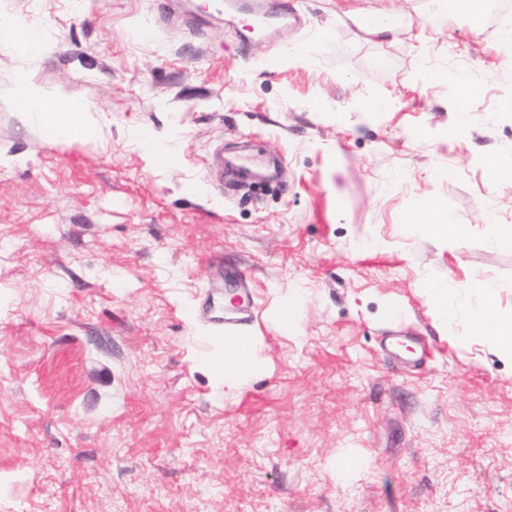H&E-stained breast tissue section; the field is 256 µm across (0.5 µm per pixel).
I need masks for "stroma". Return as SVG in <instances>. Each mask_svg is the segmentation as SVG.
<instances>
[{
	"mask_svg": "<svg viewBox=\"0 0 512 512\" xmlns=\"http://www.w3.org/2000/svg\"><path fill=\"white\" fill-rule=\"evenodd\" d=\"M74 2L0 0L52 47L30 59L0 35V153L28 158L0 168V512H512V362L469 336L465 288L494 281L512 312L495 243L512 225V18L494 0L479 26L440 0ZM367 8L397 33L357 30ZM259 10L261 39L240 42ZM277 43L309 54L270 59ZM472 72L460 126L453 78ZM21 74L103 112L111 147L22 125ZM144 131L173 138L170 160ZM236 155L274 190L245 193ZM429 202L467 225L460 243L406 223ZM230 279L254 295L239 332L258 368L228 398L213 367ZM436 280L455 290L445 325ZM396 328L428 344L420 370L381 346ZM431 310L436 318L447 323L448 318L454 314L450 298L448 296V284L441 281H431L427 286Z\"/></svg>",
	"mask_w": 512,
	"mask_h": 512,
	"instance_id": "35a3bbf8",
	"label": "stroma"
}]
</instances>
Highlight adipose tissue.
<instances>
[{
	"mask_svg": "<svg viewBox=\"0 0 512 512\" xmlns=\"http://www.w3.org/2000/svg\"><path fill=\"white\" fill-rule=\"evenodd\" d=\"M15 91L22 102V119L34 122L46 142L58 144L79 140L97 146L108 143L111 136L108 120L77 98L51 95L22 76L16 80ZM412 221L419 224L433 243L444 247L459 242L467 231L466 225L441 214L432 204L415 214ZM469 286L484 298L483 305L468 317L472 336L480 338L500 358L512 360V315L500 311L494 283L475 276L470 279ZM256 366L257 348L252 337H245L239 346L233 340L225 341L224 362L217 369L224 377L225 386L241 388Z\"/></svg>",
	"mask_w": 512,
	"mask_h": 512,
	"instance_id": "obj_1",
	"label": "adipose tissue"
}]
</instances>
